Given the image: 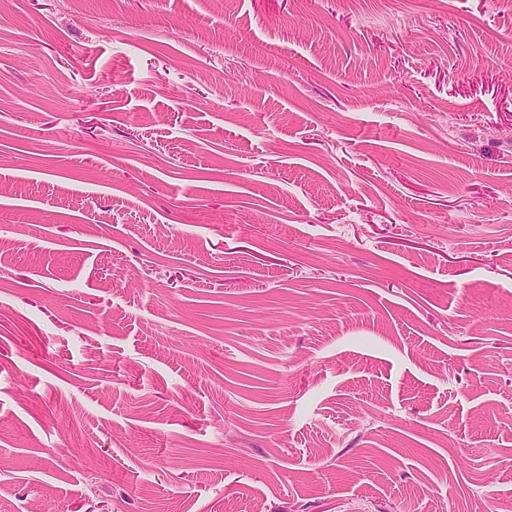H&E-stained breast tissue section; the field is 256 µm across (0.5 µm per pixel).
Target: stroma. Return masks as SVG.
I'll return each instance as SVG.
<instances>
[{
  "mask_svg": "<svg viewBox=\"0 0 512 512\" xmlns=\"http://www.w3.org/2000/svg\"><path fill=\"white\" fill-rule=\"evenodd\" d=\"M0 512H496L512 10L0 0Z\"/></svg>",
  "mask_w": 512,
  "mask_h": 512,
  "instance_id": "obj_1",
  "label": "stroma"
}]
</instances>
